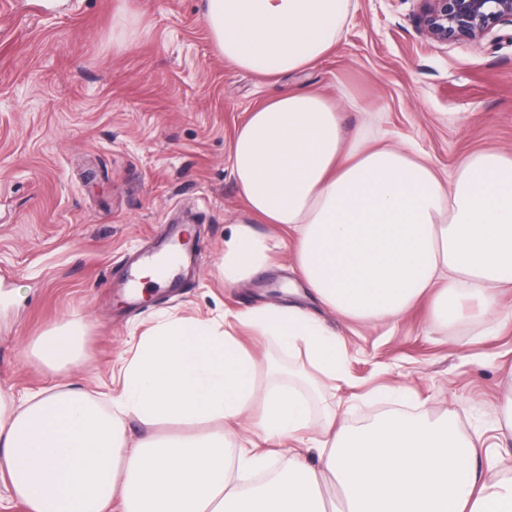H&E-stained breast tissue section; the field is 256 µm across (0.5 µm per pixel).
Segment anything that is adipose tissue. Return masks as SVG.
Masks as SVG:
<instances>
[{"instance_id": "obj_1", "label": "adipose tissue", "mask_w": 512, "mask_h": 512, "mask_svg": "<svg viewBox=\"0 0 512 512\" xmlns=\"http://www.w3.org/2000/svg\"><path fill=\"white\" fill-rule=\"evenodd\" d=\"M351 0H204L216 51L237 69L275 79L335 50ZM231 174L248 214L224 245L232 287L267 267L272 249L254 224L287 228L299 278L345 321L389 326L422 298L435 321L463 324L478 301L500 313L512 293V157L466 156L452 177L410 145H375L348 131L336 104L291 87L237 129ZM239 323L305 353L303 386L259 387L258 356L211 320L151 327L120 369L104 407L80 387L0 392V484L27 512H512V476L482 469L478 442L455 408L382 415L353 427L328 414L317 442L322 470L301 445L313 428L307 391L335 378L344 343L297 305L265 304ZM82 329L62 322L33 352L60 375L78 361ZM151 433L130 444L123 419ZM279 440V451L265 448ZM286 464L259 484L272 454Z\"/></svg>"}]
</instances>
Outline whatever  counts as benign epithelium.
<instances>
[{
  "label": "benign epithelium",
  "instance_id": "benign-epithelium-1",
  "mask_svg": "<svg viewBox=\"0 0 512 512\" xmlns=\"http://www.w3.org/2000/svg\"><path fill=\"white\" fill-rule=\"evenodd\" d=\"M421 23L438 44L495 40L512 26V0H421Z\"/></svg>",
  "mask_w": 512,
  "mask_h": 512
}]
</instances>
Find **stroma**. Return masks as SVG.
<instances>
[{
	"mask_svg": "<svg viewBox=\"0 0 512 512\" xmlns=\"http://www.w3.org/2000/svg\"><path fill=\"white\" fill-rule=\"evenodd\" d=\"M419 0H351L336 49L277 80L241 71L215 50L201 0H0V389L58 378L32 342L79 318L83 354L73 383L101 401L122 389L121 363L166 318L233 321L267 303L315 312L344 340L343 374L309 403L316 422L345 413L357 427L389 409L442 413L497 447V406L512 389V320L473 316L460 328L428 321V302L394 327L339 319L302 286L292 253L235 287L219 272L224 242L246 212L228 162L236 129L280 90L304 84L336 100L345 128L375 144L416 145L441 178L485 150L512 157V30L481 43L432 42ZM347 86L358 107L340 101ZM187 234L197 265L129 302L128 257ZM286 383L305 357L236 327Z\"/></svg>",
	"mask_w": 512,
	"mask_h": 512,
	"instance_id": "1",
	"label": "stroma"
}]
</instances>
